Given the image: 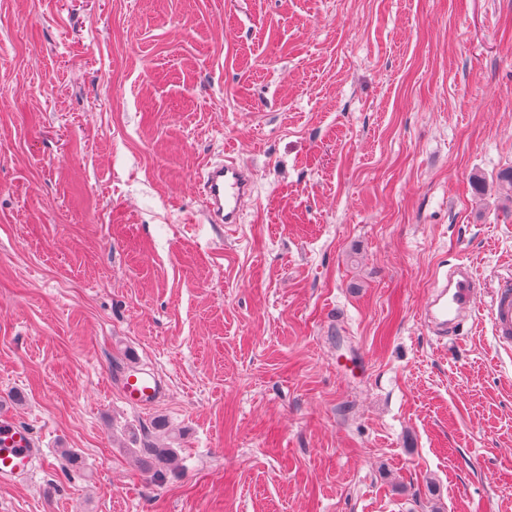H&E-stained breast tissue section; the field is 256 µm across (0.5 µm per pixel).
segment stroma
<instances>
[{"mask_svg": "<svg viewBox=\"0 0 512 512\" xmlns=\"http://www.w3.org/2000/svg\"><path fill=\"white\" fill-rule=\"evenodd\" d=\"M511 168L512 0H0V512H512ZM201 174V192L211 221L239 223L241 203L251 189L249 170L227 159L224 163H207ZM461 269L456 277L447 279L435 290L425 311V319L442 337H446L448 329L452 330L471 311L474 295L482 286L467 267ZM490 316L495 336L503 347L512 344V280L502 278L492 290ZM119 386L126 400L138 405L152 404L163 390L160 380L150 371L125 374L120 378ZM33 434L5 411L0 412V480L10 481L32 473L44 462Z\"/></svg>", "mask_w": 512, "mask_h": 512, "instance_id": "stroma-1", "label": "stroma"}]
</instances>
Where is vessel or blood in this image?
I'll return each instance as SVG.
<instances>
[{"label": "vessel or blood", "instance_id": "b4317fda", "mask_svg": "<svg viewBox=\"0 0 512 512\" xmlns=\"http://www.w3.org/2000/svg\"><path fill=\"white\" fill-rule=\"evenodd\" d=\"M248 169L228 159L206 164L202 173L201 192L205 208L213 223L235 224L240 206L251 189ZM481 283L469 270L447 279L438 288L425 311V318L440 335H447L459 320L470 312ZM490 316L494 333L503 346L512 345V280L501 279L492 291ZM119 386L129 402L152 404L162 393L160 380L153 372L125 374ZM45 454L33 434L5 411L0 412V480L9 481L32 473L44 462Z\"/></svg>", "mask_w": 512, "mask_h": 512}]
</instances>
